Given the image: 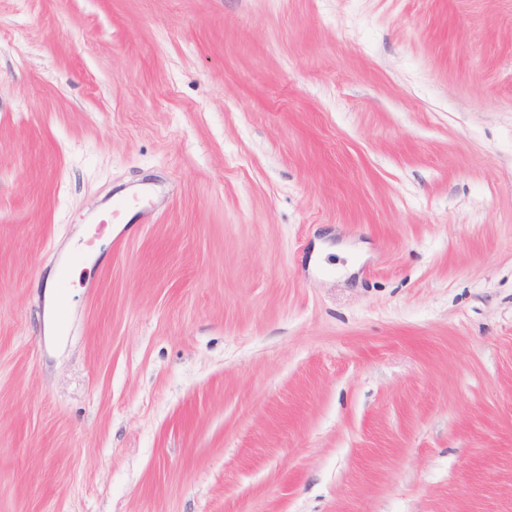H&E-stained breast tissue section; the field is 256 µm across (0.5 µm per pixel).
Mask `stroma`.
Returning <instances> with one entry per match:
<instances>
[{"label":"stroma","mask_w":512,"mask_h":512,"mask_svg":"<svg viewBox=\"0 0 512 512\" xmlns=\"http://www.w3.org/2000/svg\"><path fill=\"white\" fill-rule=\"evenodd\" d=\"M0 512H512V0H0Z\"/></svg>","instance_id":"stroma-1"}]
</instances>
